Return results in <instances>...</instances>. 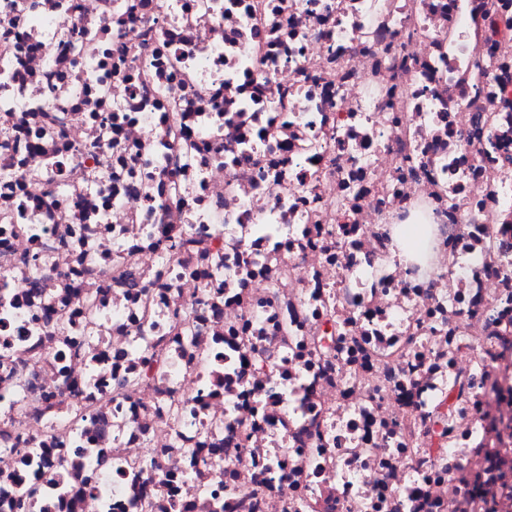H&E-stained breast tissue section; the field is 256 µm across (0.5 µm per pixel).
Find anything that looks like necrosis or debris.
<instances>
[{"label":"necrosis or debris","instance_id":"1","mask_svg":"<svg viewBox=\"0 0 512 512\" xmlns=\"http://www.w3.org/2000/svg\"><path fill=\"white\" fill-rule=\"evenodd\" d=\"M0 512H512V0H0Z\"/></svg>","mask_w":512,"mask_h":512}]
</instances>
